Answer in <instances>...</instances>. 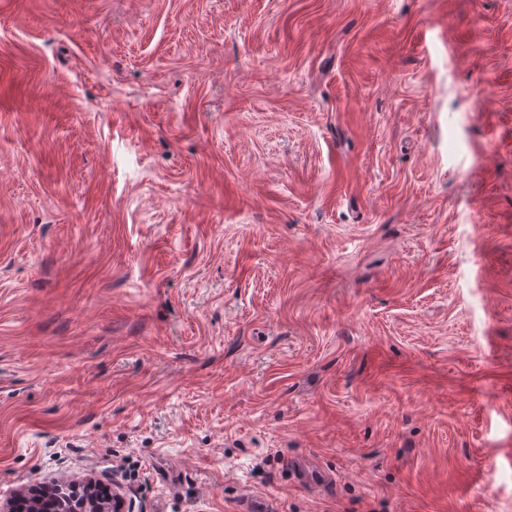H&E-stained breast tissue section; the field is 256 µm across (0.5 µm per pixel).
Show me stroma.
<instances>
[{"label": "stroma", "instance_id": "1", "mask_svg": "<svg viewBox=\"0 0 512 512\" xmlns=\"http://www.w3.org/2000/svg\"><path fill=\"white\" fill-rule=\"evenodd\" d=\"M90 476L512 512V0H0V502Z\"/></svg>", "mask_w": 512, "mask_h": 512}]
</instances>
